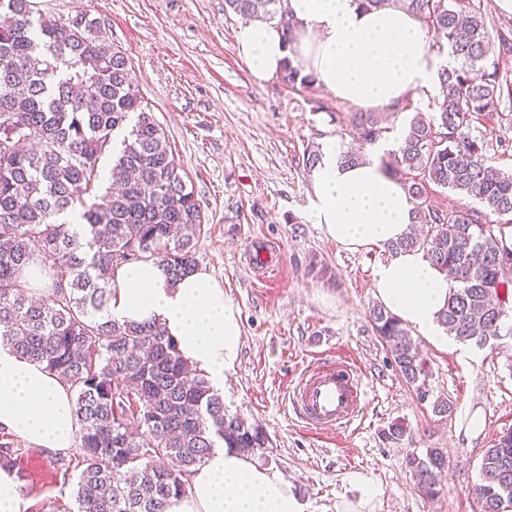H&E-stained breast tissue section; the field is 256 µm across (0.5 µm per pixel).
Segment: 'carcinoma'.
<instances>
[{"instance_id": "obj_1", "label": "carcinoma", "mask_w": 512, "mask_h": 512, "mask_svg": "<svg viewBox=\"0 0 512 512\" xmlns=\"http://www.w3.org/2000/svg\"><path fill=\"white\" fill-rule=\"evenodd\" d=\"M418 16L453 63L438 72L440 91L429 118L411 120L385 164L415 201L427 226L387 245L418 248L458 287L441 312L456 341L483 348L512 335L504 279L512 252L499 247L469 209L439 211L425 185L512 215V172L487 164L472 123L512 101L499 63H488L492 39L473 0H395ZM242 18L282 15L281 0H225ZM296 89L319 85L288 60L280 75ZM0 341L42 365L71 389L79 421L76 448L58 456V469H80L74 507L64 512H167L188 492L193 471L214 448L247 454L266 447L263 431L224 410L206 375L183 358L157 321L120 322L104 316L119 267L152 261L173 282L199 266L194 239L205 217L188 187L170 140L143 104L135 68L99 35L96 22L74 24L33 16L31 0H0ZM359 146L381 140L386 128L372 113L356 123ZM120 147L109 170L115 186L98 194L100 159L114 137ZM77 214L81 231L66 219ZM52 269L41 297L30 296L23 271ZM370 325L416 394H428L430 368L405 325L383 306ZM15 440L0 434V468L11 469ZM446 455L440 448L410 454L414 488L439 494ZM476 512L512 508V430L486 449Z\"/></svg>"}]
</instances>
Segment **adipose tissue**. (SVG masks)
Listing matches in <instances>:
<instances>
[{
  "instance_id": "obj_1",
  "label": "adipose tissue",
  "mask_w": 512,
  "mask_h": 512,
  "mask_svg": "<svg viewBox=\"0 0 512 512\" xmlns=\"http://www.w3.org/2000/svg\"><path fill=\"white\" fill-rule=\"evenodd\" d=\"M297 27L287 43L277 20L240 25L237 54L256 81L280 76L286 59L314 72L334 96L365 109H390L408 96L427 98L438 88L440 63L432 40L412 13L390 4L363 9L359 0H286ZM374 157L347 165L333 137L320 144L321 159L309 174L311 217L349 251L383 246L405 237L414 206L403 186ZM381 304L433 345L449 341L439 318L453 280L418 249H402L379 264L373 277ZM109 317L161 322L183 356L216 390L240 354L239 312L223 286L205 269L167 281L151 262L127 264L115 277ZM0 429L31 447L68 452L76 446L73 396L59 378L0 345ZM167 512H305L291 485L271 468L233 448H217L191 475L185 497Z\"/></svg>"
}]
</instances>
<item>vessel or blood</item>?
<instances>
[{
  "label": "vessel or blood",
  "instance_id": "vessel-or-blood-1",
  "mask_svg": "<svg viewBox=\"0 0 512 512\" xmlns=\"http://www.w3.org/2000/svg\"><path fill=\"white\" fill-rule=\"evenodd\" d=\"M292 400L306 425L333 431L359 416L367 401V390L348 359L332 357L303 370L293 388Z\"/></svg>",
  "mask_w": 512,
  "mask_h": 512
}]
</instances>
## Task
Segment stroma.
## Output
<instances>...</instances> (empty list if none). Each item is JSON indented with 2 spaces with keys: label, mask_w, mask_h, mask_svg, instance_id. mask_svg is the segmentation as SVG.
Listing matches in <instances>:
<instances>
[{
  "label": "stroma",
  "mask_w": 512,
  "mask_h": 512,
  "mask_svg": "<svg viewBox=\"0 0 512 512\" xmlns=\"http://www.w3.org/2000/svg\"><path fill=\"white\" fill-rule=\"evenodd\" d=\"M34 14H89L108 42L132 61L141 95L169 135L176 159L205 215L196 238L201 267L224 287L240 313L241 350L225 384L227 413L265 433L255 457L290 482L307 512H337L357 501L354 474L379 490L362 512H475L471 495L487 448L512 430V336L496 348L416 343L430 366L428 397L419 400L375 336L373 272L384 248L350 252L310 218L305 152L324 137L353 143L360 107L326 89L256 82L236 50L241 16L224 0H31ZM489 162L512 172V117L473 123ZM279 252V269L261 278L246 260L252 245ZM351 355L368 400L350 429L332 434L304 427L289 392L303 368ZM451 404L447 417L434 403ZM480 416L479 433L466 427ZM401 423V441L386 437ZM443 449L444 489L430 498L413 486L406 459ZM50 452L20 443L13 477L23 512L72 505L77 470L57 471Z\"/></svg>",
  "instance_id": "obj_1"
}]
</instances>
